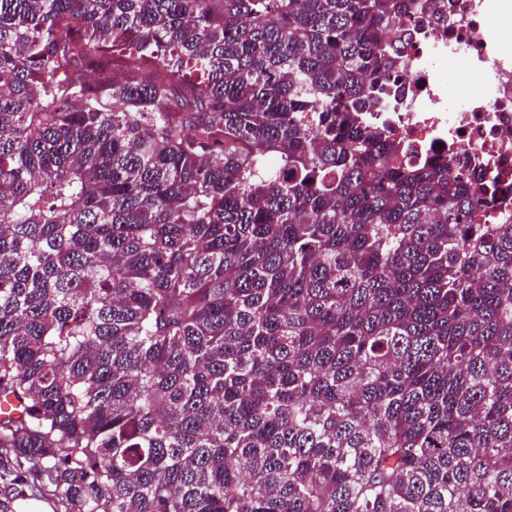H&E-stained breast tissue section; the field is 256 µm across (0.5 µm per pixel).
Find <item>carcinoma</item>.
<instances>
[{
	"label": "carcinoma",
	"mask_w": 512,
	"mask_h": 512,
	"mask_svg": "<svg viewBox=\"0 0 512 512\" xmlns=\"http://www.w3.org/2000/svg\"><path fill=\"white\" fill-rule=\"evenodd\" d=\"M431 2L0 0L5 499L512 512V221L366 116Z\"/></svg>",
	"instance_id": "obj_1"
}]
</instances>
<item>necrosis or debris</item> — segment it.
Masks as SVG:
<instances>
[{
  "instance_id": "obj_1",
  "label": "necrosis or debris",
  "mask_w": 512,
  "mask_h": 512,
  "mask_svg": "<svg viewBox=\"0 0 512 512\" xmlns=\"http://www.w3.org/2000/svg\"><path fill=\"white\" fill-rule=\"evenodd\" d=\"M442 2L447 22L423 20L403 47L396 90L377 118L411 160L444 152L485 173L512 214V0Z\"/></svg>"
}]
</instances>
